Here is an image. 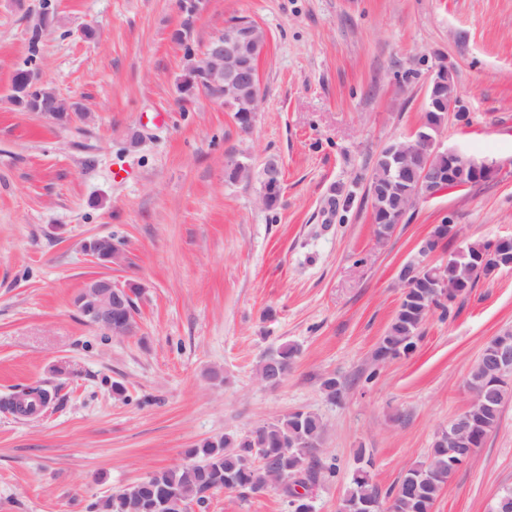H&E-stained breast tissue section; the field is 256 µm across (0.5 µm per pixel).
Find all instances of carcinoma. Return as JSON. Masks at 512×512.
Masks as SVG:
<instances>
[{
  "label": "carcinoma",
  "mask_w": 512,
  "mask_h": 512,
  "mask_svg": "<svg viewBox=\"0 0 512 512\" xmlns=\"http://www.w3.org/2000/svg\"><path fill=\"white\" fill-rule=\"evenodd\" d=\"M448 89L439 88L424 113V131L435 136L447 118ZM448 177V155L433 152L431 142L420 144L408 165L418 169L424 161ZM378 186L395 183L396 172L386 166L383 157L376 163ZM490 242L466 245V256L451 268V279L468 292L480 279L472 258L484 254ZM428 278L423 277L409 288L382 336L376 355L396 358L408 355L415 348V339L431 308L443 303L431 296ZM299 349L283 343L267 352L259 361L256 372L265 378L276 368L282 378L292 371ZM55 394L40 385L30 386L21 393L0 398V408L22 416L39 413ZM485 430L474 442V450L482 447L486 434L499 420V411L475 412ZM323 422L313 411L297 410L287 416L244 434H226L200 441L185 450V462L146 474L125 488L101 498L94 504L97 512H187L190 503L202 507L211 497L225 489L262 494L270 486L269 465L282 470L278 484L288 499L291 512H312L306 503L308 489L336 476V463L324 457L322 451ZM370 463H359L349 478L345 501L375 499L385 506L383 512H431L433 504L449 485L456 468L448 467V449L430 448L427 459L408 469L399 487L382 494L373 482Z\"/></svg>",
  "instance_id": "1"
}]
</instances>
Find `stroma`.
<instances>
[{"mask_svg":"<svg viewBox=\"0 0 512 512\" xmlns=\"http://www.w3.org/2000/svg\"><path fill=\"white\" fill-rule=\"evenodd\" d=\"M241 15L268 35L246 131L220 102L182 100L173 38L186 23L203 46ZM41 20L42 79L90 123L55 124L10 100ZM442 66L467 117L449 115L436 141L494 172L418 199L377 239L370 177L382 149L420 126ZM270 157L282 164L271 209L260 199ZM230 161L250 178L231 179ZM438 224L457 231L443 253L512 237V0H207L190 20L177 0H0V394L37 382L58 392L40 415L0 413V512H92L201 440L299 409L322 416L338 466L313 487L315 512H340L361 448L374 483L396 489L469 406L483 347L512 331L505 268L434 310L412 353L375 361L399 270ZM100 236L121 246L117 265L88 255ZM98 276L137 287L135 335L75 307ZM285 342L300 350L294 369L267 387L256 366ZM509 487L512 400L433 512H489ZM190 512L290 507L272 489L226 491Z\"/></svg>","mask_w":512,"mask_h":512,"instance_id":"35a3bbf8","label":"stroma"}]
</instances>
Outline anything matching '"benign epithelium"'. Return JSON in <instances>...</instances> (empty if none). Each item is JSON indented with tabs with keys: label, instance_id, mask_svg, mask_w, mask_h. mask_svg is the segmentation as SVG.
<instances>
[{
	"label": "benign epithelium",
	"instance_id": "1",
	"mask_svg": "<svg viewBox=\"0 0 512 512\" xmlns=\"http://www.w3.org/2000/svg\"><path fill=\"white\" fill-rule=\"evenodd\" d=\"M179 37L185 61L179 84L182 100L188 101L203 93L221 102L224 109L229 112L239 110L255 113L259 110L260 83L257 64L268 44L267 32L260 24L248 16L230 21L200 50L194 47L185 30L179 31ZM437 84L448 85V112L462 111L460 96L449 69L441 68L436 72L430 86ZM41 85L43 82L40 71L31 70L22 84L12 88V93L27 111L55 122L57 113L50 111L42 99L35 95L36 89ZM445 153L448 154V177L444 178L432 171L428 164L413 173V180L418 184L431 185L434 194L449 187L463 186V179L479 172L483 167V164L461 151L447 149ZM261 185V201L263 205L268 206L271 196L280 193L281 190V167L278 159L270 157L265 161L261 172ZM418 197L419 194L414 193L404 200L389 190L381 196L371 195V203L373 209L383 211L389 220L399 224ZM453 235L455 225H435L431 236L417 254L400 269L399 280L404 286H409L414 276L425 274L434 282L435 292L442 301L454 302L461 288L449 278L452 258L449 257L439 264L431 260L440 243ZM504 242L503 238L491 241L489 252L478 259L479 267L487 269L482 278L490 279L499 270L512 267V259L504 260L507 253L500 251V245ZM88 252L93 259L105 265H115L122 257V249L107 236L92 239L88 243ZM127 294L126 288L108 278L90 279L75 296L74 305L90 321L109 333L132 336L138 329L136 320L118 321L113 318L116 312L126 308ZM482 360L495 385L512 384L511 339L503 337L495 340L489 351L483 354ZM477 433L476 423L464 412L450 421L448 427L438 431L437 436L444 437L441 444L448 445V453L454 455L452 464L461 468L469 459L460 454V447L471 444Z\"/></svg>",
	"mask_w": 512,
	"mask_h": 512
}]
</instances>
